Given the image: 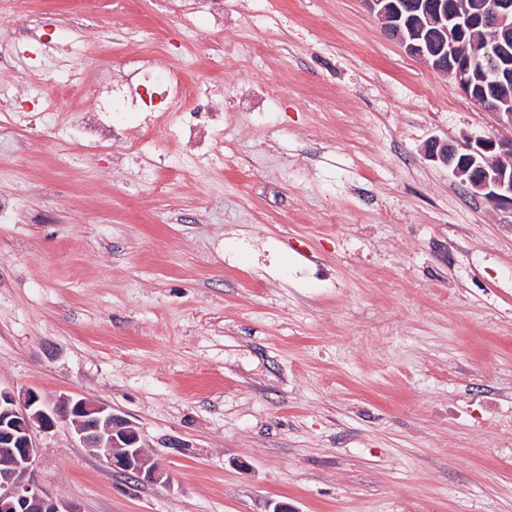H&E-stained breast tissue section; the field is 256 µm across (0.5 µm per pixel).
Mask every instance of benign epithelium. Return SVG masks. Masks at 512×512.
I'll return each instance as SVG.
<instances>
[{
    "instance_id": "1",
    "label": "benign epithelium",
    "mask_w": 512,
    "mask_h": 512,
    "mask_svg": "<svg viewBox=\"0 0 512 512\" xmlns=\"http://www.w3.org/2000/svg\"><path fill=\"white\" fill-rule=\"evenodd\" d=\"M383 22L386 36L431 68L464 75L469 57L456 52L458 42L475 29L498 30L512 19V0H484L476 8L452 6L448 0H365ZM494 59L493 83L512 84V60L501 50L487 49ZM468 97L503 127L512 128V112L503 111L496 95L477 92L460 82ZM512 155V139L471 137L463 144L433 139L427 156L448 167L475 194L512 210V171L498 162ZM61 424L73 427L81 447L97 457L110 473H131L139 482L158 483L162 474L148 465L139 432L112 408L86 398L61 396L46 401L33 389L0 388V512H80L44 494L30 480L31 465L39 452L37 434Z\"/></svg>"
}]
</instances>
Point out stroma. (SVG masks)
Returning <instances> with one entry per match:
<instances>
[{"mask_svg":"<svg viewBox=\"0 0 512 512\" xmlns=\"http://www.w3.org/2000/svg\"><path fill=\"white\" fill-rule=\"evenodd\" d=\"M382 27L363 0L0 12V387L111 406L167 476L108 472L61 425L44 491L79 512H512V211L424 153L512 130ZM148 56L223 115L195 163L157 103L115 106L120 138L77 130Z\"/></svg>","mask_w":512,"mask_h":512,"instance_id":"obj_1","label":"stroma"}]
</instances>
